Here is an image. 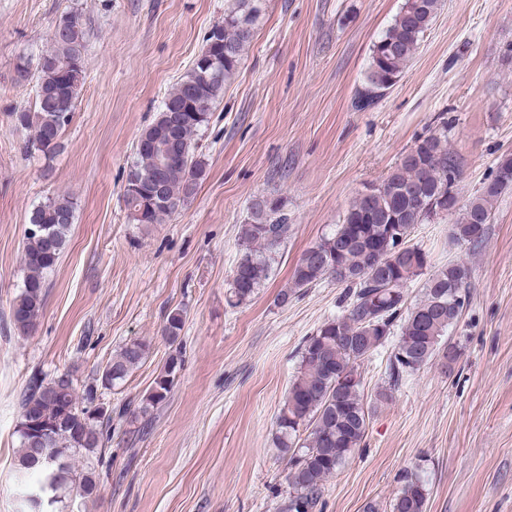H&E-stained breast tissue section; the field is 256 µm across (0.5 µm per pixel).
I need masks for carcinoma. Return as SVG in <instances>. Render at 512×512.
I'll list each match as a JSON object with an SVG mask.
<instances>
[{"label":"carcinoma","mask_w":512,"mask_h":512,"mask_svg":"<svg viewBox=\"0 0 512 512\" xmlns=\"http://www.w3.org/2000/svg\"><path fill=\"white\" fill-rule=\"evenodd\" d=\"M261 0H230L224 22L212 27L206 44H217L212 61L197 60L164 99L156 119L140 134L136 160L122 199L136 224H159L197 192L205 163L195 157L194 137L208 123L212 106L224 85L236 73L259 19ZM440 0H403L393 22L371 47L364 83L354 98L357 110L374 105L389 90L418 51L435 18ZM57 24L65 33L39 57L35 107L14 113L19 127L32 132L31 147L52 160L62 147V135L72 120L74 102L85 80L83 67L87 31L75 14ZM177 133L180 161L158 171L166 132ZM459 164L448 149L447 135L418 140L369 199H355L342 223L307 249L295 265L291 287L277 302L326 279L346 288L345 313L324 322L305 341L298 375L276 418L275 447L288 455L285 481L288 493L278 512H315L324 482L360 447L369 412L361 395L358 368L399 328L391 356L392 385L438 357L447 369L458 357L456 345L442 342L458 322L469 300V269L458 263L429 275L423 299L403 310V288L427 269L426 253L410 244L412 229L436 215L461 212L455 239L480 244L491 220L489 201L506 185L493 178L480 196L462 205L457 183ZM75 202L70 197L35 207L29 223L42 224L47 233L25 234L23 287L12 306L14 324L23 332L36 326L43 308L45 288L74 222ZM404 230L402 243L388 237L387 226ZM291 225L278 198H258L250 216L239 225L246 252L230 274L227 303L238 307L252 300L268 279L275 255L288 239ZM183 310L166 315L163 335L172 347L151 387L130 413L135 420H150L171 393L182 370L180 336ZM147 354L138 340L123 345L103 367L96 384L78 394L74 379L62 373L45 381L30 379L21 399L19 474L41 475L32 494L41 499L20 504L19 512H61L66 496L87 498L97 489L100 470L111 456L105 446L112 429V413L94 409L98 388L120 386ZM52 424V443L36 448L29 423ZM399 490L389 512H426L428 489L418 470L406 469L398 477Z\"/></svg>","instance_id":"cac0c4a2"}]
</instances>
